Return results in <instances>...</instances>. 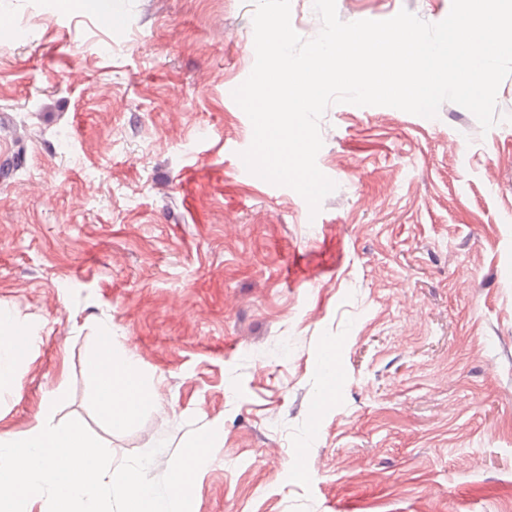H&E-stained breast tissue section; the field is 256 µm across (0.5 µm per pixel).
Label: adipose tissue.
<instances>
[{"mask_svg":"<svg viewBox=\"0 0 512 512\" xmlns=\"http://www.w3.org/2000/svg\"><path fill=\"white\" fill-rule=\"evenodd\" d=\"M97 382L99 411L113 427L119 428L153 401V383L143 376L136 360L116 356L111 337H104L90 362Z\"/></svg>","mask_w":512,"mask_h":512,"instance_id":"obj_1","label":"adipose tissue"}]
</instances>
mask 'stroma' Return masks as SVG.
Returning a JSON list of instances; mask_svg holds the SVG:
<instances>
[{
    "instance_id": "obj_1",
    "label": "stroma",
    "mask_w": 512,
    "mask_h": 512,
    "mask_svg": "<svg viewBox=\"0 0 512 512\" xmlns=\"http://www.w3.org/2000/svg\"><path fill=\"white\" fill-rule=\"evenodd\" d=\"M345 22L451 0H336ZM0 307L38 341L0 433L48 392L113 465L221 429L193 512H512V77L482 131L330 105L311 213L239 173L255 0H0ZM154 378L101 416L102 325ZM341 370L327 392L319 359Z\"/></svg>"
}]
</instances>
